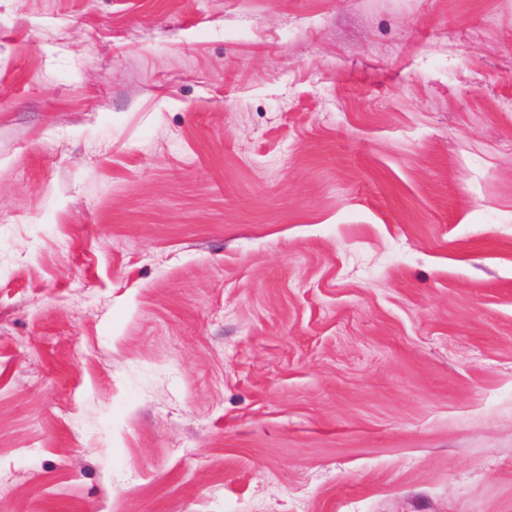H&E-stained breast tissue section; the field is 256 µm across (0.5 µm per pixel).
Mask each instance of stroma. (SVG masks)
Here are the masks:
<instances>
[{"instance_id": "obj_1", "label": "stroma", "mask_w": 512, "mask_h": 512, "mask_svg": "<svg viewBox=\"0 0 512 512\" xmlns=\"http://www.w3.org/2000/svg\"><path fill=\"white\" fill-rule=\"evenodd\" d=\"M508 99L512 0H0V512H512Z\"/></svg>"}]
</instances>
